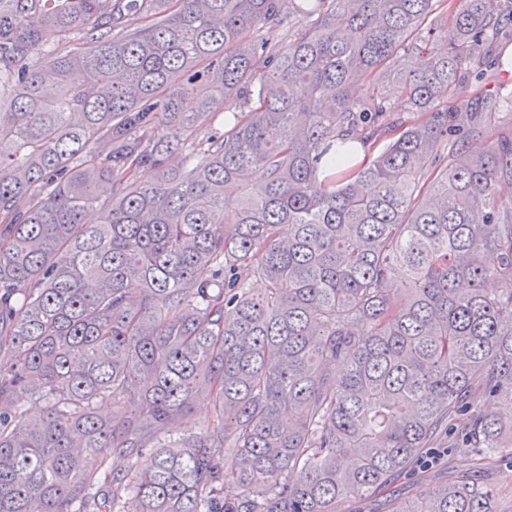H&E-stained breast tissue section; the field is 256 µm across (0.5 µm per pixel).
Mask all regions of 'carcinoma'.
<instances>
[{
    "instance_id": "cac0c4a2",
    "label": "carcinoma",
    "mask_w": 512,
    "mask_h": 512,
    "mask_svg": "<svg viewBox=\"0 0 512 512\" xmlns=\"http://www.w3.org/2000/svg\"><path fill=\"white\" fill-rule=\"evenodd\" d=\"M445 2L0 0V512H342L444 435L512 460V135L448 156L468 113L432 111L512 0L439 54ZM392 512L512 500L479 467ZM213 416L214 408L211 400L208 397L200 396L183 417L179 427L184 430L199 431L213 419Z\"/></svg>"
}]
</instances>
